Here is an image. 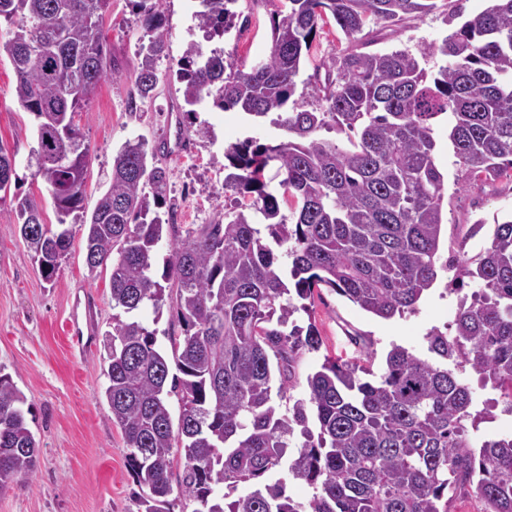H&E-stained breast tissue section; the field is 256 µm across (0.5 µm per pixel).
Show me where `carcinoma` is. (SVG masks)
Instances as JSON below:
<instances>
[{"label": "carcinoma", "instance_id": "carcinoma-1", "mask_svg": "<svg viewBox=\"0 0 512 512\" xmlns=\"http://www.w3.org/2000/svg\"><path fill=\"white\" fill-rule=\"evenodd\" d=\"M149 36L135 77L146 98L158 83L157 62L168 55L162 0H135ZM195 17L213 41L235 26L236 0H199ZM454 0H288L271 22L269 57L244 71L218 47L190 42L171 72L193 107L208 102L254 120L276 115L278 143L247 139L225 152V191L234 206L210 224L186 227L162 219L168 174L149 159L142 139H129L112 162V179L90 215L79 216L86 264L112 262V329L106 331L104 396L128 448L127 465L142 490V512H169L172 448H180L178 487L193 512H449V488H470L487 512H512V434L481 437L474 396L456 373L470 367L504 392L512 412V219L496 225L473 264L452 261L458 279L484 293L462 301L454 335L427 336L434 363L393 346L378 378L361 365L325 359L307 376V398L281 414L273 396L286 385L300 349L317 351L312 323L282 328L298 305L323 285L382 319L416 309L437 280L442 238L443 174L436 164L434 123L447 117L448 141L474 177L512 178V0L492 5L428 46L406 50L352 49L313 67V110H288L296 78L318 30L331 18L351 42L377 43L374 28H400L433 12L458 16ZM110 0H0L10 25L0 38L9 57L15 95L35 116L45 152L34 176L50 189L57 228L41 223L35 198L0 196L44 280L55 283L74 234L67 217L82 209L88 161L73 151L84 143L74 116L112 70L102 28ZM35 43L46 48L39 59ZM435 53L446 64L429 72ZM344 142L318 137L323 130ZM282 176V195L265 170ZM292 210L281 214L280 201ZM270 239L259 236L257 218ZM171 253L155 271L156 247ZM291 259L281 267L278 250ZM176 312L181 335L171 353L137 319L146 306ZM182 377L172 381L169 360ZM277 361L278 388L272 385ZM180 395L178 423L167 396ZM25 397L0 375V489L36 467L35 436ZM301 438L297 455L287 448ZM287 473L313 489L306 501L286 494ZM249 491L235 499L239 484Z\"/></svg>", "mask_w": 512, "mask_h": 512}]
</instances>
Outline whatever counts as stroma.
Here are the masks:
<instances>
[{"instance_id": "1", "label": "stroma", "mask_w": 512, "mask_h": 512, "mask_svg": "<svg viewBox=\"0 0 512 512\" xmlns=\"http://www.w3.org/2000/svg\"><path fill=\"white\" fill-rule=\"evenodd\" d=\"M489 0H459L460 16L433 13L381 33L385 49L412 51L441 44L462 20L482 12ZM195 0H163L168 56L158 65L153 98L133 97L139 46L145 37L131 0H111L103 15V30L116 70L99 84L75 122L89 146L83 200L92 212L109 182L112 158L132 138L144 139L158 165L169 173L167 205L177 224H207L231 203L224 191V154L228 147L253 137L263 143L280 132L269 120L248 121L240 112L212 105L186 117L183 95L169 70L191 41H202L194 12ZM283 0H237L234 9L247 23L236 26L219 45L227 60L252 66L271 51V16ZM35 119L16 101L15 74L7 57H0V145L15 157L11 189L33 196L42 207V221L58 222L51 194L35 178L31 152L37 146ZM436 162L444 175L442 258L477 259L489 246L496 223L512 218V179H473L448 146V124L435 126ZM480 231H473V224ZM110 271H89L81 241L72 249L57 283L41 276L32 253L20 236L9 205L0 204V372L11 375L31 410L29 425L39 443L35 472L18 485L1 491L0 512H140V493L126 468L127 448L104 397L107 365L103 336L112 328ZM480 285L460 281L455 268L438 273L435 288L422 297L414 312L389 320L373 316L347 298L320 286L307 299V312L294 316L298 326L315 324L320 350L299 351L293 379L280 409L307 395L306 378L325 357H338L381 374L392 346L427 356L426 336L432 330L453 334L462 299ZM88 326L89 334L70 336L69 320ZM486 413L479 425L483 435L512 433V414L505 412L500 390L483 383L472 370L458 374Z\"/></svg>"}]
</instances>
